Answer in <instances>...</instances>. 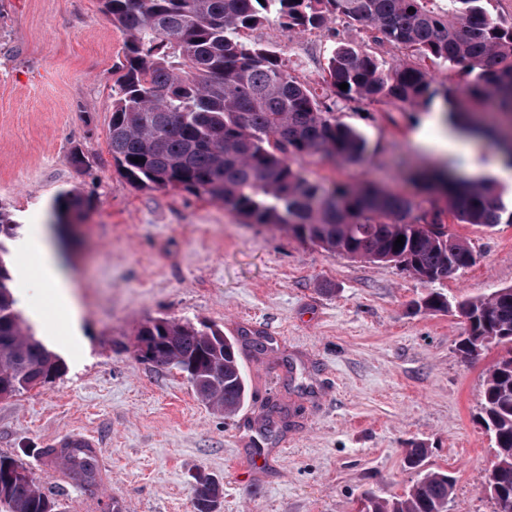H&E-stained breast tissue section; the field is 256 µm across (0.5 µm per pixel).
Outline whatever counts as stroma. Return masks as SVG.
<instances>
[{
    "label": "stroma",
    "instance_id": "obj_1",
    "mask_svg": "<svg viewBox=\"0 0 512 512\" xmlns=\"http://www.w3.org/2000/svg\"><path fill=\"white\" fill-rule=\"evenodd\" d=\"M246 36L320 94L325 50L368 44L339 20L292 35L270 20ZM123 43L99 0H0V209L26 233L57 226L62 193L90 202L87 219L49 249L81 299L78 320L46 293L19 239L4 243L18 307L64 369L0 399V456L39 475L62 512H194L199 474L221 485L219 512H359L365 492H405L415 477L405 450L420 441L430 448L426 468L456 476L448 512H492L493 450L478 413L500 349L462 361L465 318L416 303L432 292L512 287V224H449L475 262L425 283L251 223L202 195L134 188L108 145ZM442 108L439 97L411 112L339 102L337 119L368 141L366 160L306 157L294 166L328 189L367 181L418 200L415 172L457 163L511 200L512 180L496 178L488 141L427 148L440 133L428 119ZM76 147L86 157L80 169ZM161 318L215 324L236 340L249 388L242 409L213 411L179 371L138 360L139 328ZM74 434L98 439L95 491L61 477L42 454Z\"/></svg>",
    "mask_w": 512,
    "mask_h": 512
}]
</instances>
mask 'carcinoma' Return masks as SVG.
I'll list each match as a JSON object with an SVG mask.
<instances>
[{
  "label": "carcinoma",
  "instance_id": "1",
  "mask_svg": "<svg viewBox=\"0 0 512 512\" xmlns=\"http://www.w3.org/2000/svg\"><path fill=\"white\" fill-rule=\"evenodd\" d=\"M499 0H100L124 35L122 74L112 96L108 141L119 175L138 189L179 188L221 202L254 224L279 227L326 251L374 262H395L425 282L444 280L475 262L468 244L448 233L460 224H512V209L492 181L468 184L432 166L418 174L425 201L372 185L332 191L294 167L304 157L365 161L367 141L336 119L332 106L293 74L288 60L244 32L274 16L290 34L323 30L342 20L371 33L404 59L388 63L370 49L337 44L327 56L324 84L347 101H390L403 108L440 95L444 120L469 136L490 139L512 170V132L477 121L489 100L512 117V21L492 8ZM413 11H408V8ZM448 72L434 86L431 70ZM348 89H340V84ZM138 157L141 162H133ZM54 209L79 217L88 202L62 194ZM402 248L394 249L398 236ZM7 262L0 256V391L48 383L61 359L33 334L18 308ZM448 297L431 292L416 303L448 310ZM468 323L458 351L465 362L505 347L487 370L480 422L490 436L497 477L493 512H512V288L458 302ZM138 336L178 370L209 408L237 412L248 397L235 343L214 326L151 320ZM429 449L412 443L405 464L417 477L399 496L367 497L365 512H448L455 484L445 471L420 469ZM44 455L85 487L98 479L92 448H48ZM195 512H217L219 484L196 478ZM0 506L5 512H59L35 473L0 457Z\"/></svg>",
  "mask_w": 512,
  "mask_h": 512
}]
</instances>
